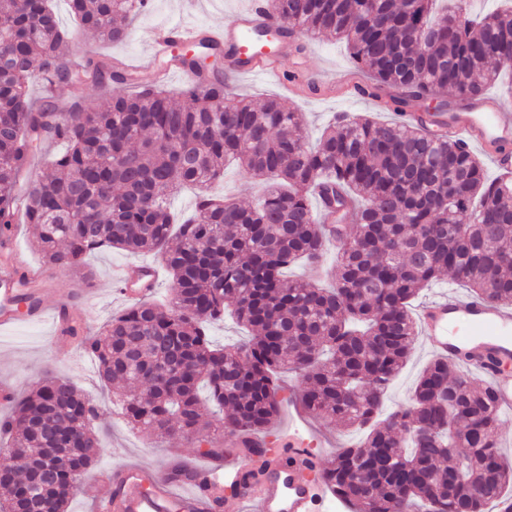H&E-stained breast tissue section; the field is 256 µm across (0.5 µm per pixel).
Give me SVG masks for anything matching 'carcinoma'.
<instances>
[{"mask_svg": "<svg viewBox=\"0 0 512 512\" xmlns=\"http://www.w3.org/2000/svg\"><path fill=\"white\" fill-rule=\"evenodd\" d=\"M80 28L117 43L149 0H68ZM274 16L305 34L346 40L352 59L385 106L484 95L499 65L512 61V9L478 20L463 8L431 15L434 0H270ZM69 32L49 0H0V239L11 235L16 204L37 227L46 262L86 268L111 248L157 256L173 280L169 305L143 301L101 331H80L81 348L101 379L123 386L127 420L157 437L201 442L209 418L224 434L259 438L279 414L275 375L300 380L310 415L364 431L336 451L320 476L348 512H488L512 497V463L493 433L499 407L488 385L458 377L435 358L407 406L385 410L389 386L417 341L410 305L448 277L489 302L512 304V179H487L480 159L437 136L397 122L348 116L311 146L303 117L275 98L263 103L224 91V71L198 59L223 55L207 41L180 57L197 84L184 104L146 76L89 58L60 55ZM68 86L67 118L29 86ZM91 84L101 104L84 99ZM68 149L52 159L45 184L18 200L30 155L46 140ZM271 180L250 205L217 197L225 161ZM197 187L193 217L172 224L167 199ZM321 204L348 205L353 233H342L334 286L285 279L294 263L318 266L326 225ZM233 313L247 332L216 347L207 325ZM151 383L144 394L140 386ZM98 406L73 382L46 376L0 428V512H67L83 475L104 452L93 419ZM290 460L259 456L234 477L242 486Z\"/></svg>", "mask_w": 512, "mask_h": 512, "instance_id": "cac0c4a2", "label": "carcinoma"}]
</instances>
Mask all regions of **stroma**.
<instances>
[{
	"label": "stroma",
	"instance_id": "1",
	"mask_svg": "<svg viewBox=\"0 0 512 512\" xmlns=\"http://www.w3.org/2000/svg\"><path fill=\"white\" fill-rule=\"evenodd\" d=\"M242 0H150L148 9L131 23L127 37L120 43L111 44L98 39L92 33L81 31L70 13L67 0H51V6L62 28L71 33L63 47L66 59L79 60L89 56L117 58L144 54L155 31L177 20L188 25L208 26L228 24ZM301 41L304 52L298 56H286L279 60L278 68L288 76L297 71L318 72L344 79L355 74L356 69L346 42L326 34L305 35ZM233 95L246 99H278L292 111L302 113L311 136H318L336 113H360L377 122L393 120L394 115L384 105L374 100L346 98L336 95L311 98L296 93L293 87L271 77L232 79ZM153 255L131 254L106 249L87 260L92 278L57 269L50 284L48 303L56 299L70 298L87 286L96 291L85 304L76 306L75 312L84 317L89 327L97 328L121 312L125 304L115 293L111 281L114 268L135 267L143 262H153ZM434 357L425 340H418L415 351L387 393V407H394L408 400V395L423 367ZM70 378L75 385L100 407L94 425L104 433L107 450L100 461L84 478L83 495L74 497L68 512H97L96 505L108 489L101 481L104 471L133 464H158L171 467L184 465L203 466L207 456L195 443L180 438H159L130 428L113 405L111 387L105 386L97 373L95 359L82 351L69 350L67 342L55 336L50 322L24 324L15 330L0 334V386L12 389L15 396L30 392L43 378L46 370ZM282 401L280 414L266 434L269 446L285 451L294 441L310 438L309 458L320 466H327L336 449L358 445L363 435L360 431L321 419L310 418L296 400L298 380L289 374H281Z\"/></svg>",
	"mask_w": 512,
	"mask_h": 512
}]
</instances>
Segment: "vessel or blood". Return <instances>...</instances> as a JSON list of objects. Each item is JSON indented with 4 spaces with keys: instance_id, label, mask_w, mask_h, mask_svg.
<instances>
[{
    "instance_id": "vessel-or-blood-1",
    "label": "vessel or blood",
    "mask_w": 512,
    "mask_h": 512,
    "mask_svg": "<svg viewBox=\"0 0 512 512\" xmlns=\"http://www.w3.org/2000/svg\"><path fill=\"white\" fill-rule=\"evenodd\" d=\"M299 35L296 27L277 22L267 0H247L231 24L201 31L182 23L159 29L150 55L132 61L135 69H155L158 81L188 71L173 63L176 50L208 40L224 50L225 76L276 75L274 60L288 55ZM406 123L441 132L453 144L479 147L502 173H512V114L504 112L498 97L483 95L457 102L448 112H404ZM157 265L142 264L134 272L117 271L112 285L124 300H142L155 287ZM50 270L20 260L0 263V332L14 329L21 318H52L56 335H70L76 317L71 305L48 307L45 282ZM419 331L431 351L466 366L489 382L499 408L512 412V376L500 362L512 358V306L490 303L472 296H442L425 302L416 312ZM305 464L273 465L272 474L256 498L259 512H312L304 477ZM108 495L98 502V512H218L224 475L220 466L196 469L182 480L167 469L131 465L107 478Z\"/></svg>"
}]
</instances>
